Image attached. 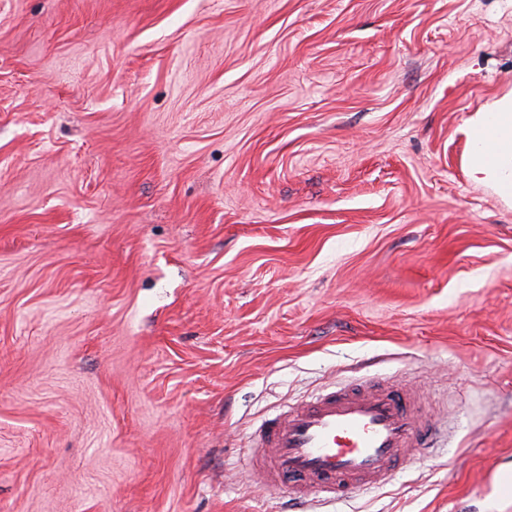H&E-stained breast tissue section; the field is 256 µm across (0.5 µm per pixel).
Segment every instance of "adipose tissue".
<instances>
[{
  "mask_svg": "<svg viewBox=\"0 0 512 512\" xmlns=\"http://www.w3.org/2000/svg\"><path fill=\"white\" fill-rule=\"evenodd\" d=\"M464 135L463 166L469 178L512 200V93L470 115Z\"/></svg>",
  "mask_w": 512,
  "mask_h": 512,
  "instance_id": "1",
  "label": "adipose tissue"
}]
</instances>
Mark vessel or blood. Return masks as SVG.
<instances>
[{
    "label": "vessel or blood",
    "mask_w": 512,
    "mask_h": 512,
    "mask_svg": "<svg viewBox=\"0 0 512 512\" xmlns=\"http://www.w3.org/2000/svg\"><path fill=\"white\" fill-rule=\"evenodd\" d=\"M254 434L258 480L287 486L302 505L312 495L336 501L388 484L432 430L401 389L360 381L288 406Z\"/></svg>",
    "instance_id": "obj_1"
}]
</instances>
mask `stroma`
<instances>
[{"instance_id": "1", "label": "stroma", "mask_w": 512, "mask_h": 512, "mask_svg": "<svg viewBox=\"0 0 512 512\" xmlns=\"http://www.w3.org/2000/svg\"><path fill=\"white\" fill-rule=\"evenodd\" d=\"M512 0H0V512H287L357 378L438 447L307 512H512V208L462 165Z\"/></svg>"}]
</instances>
